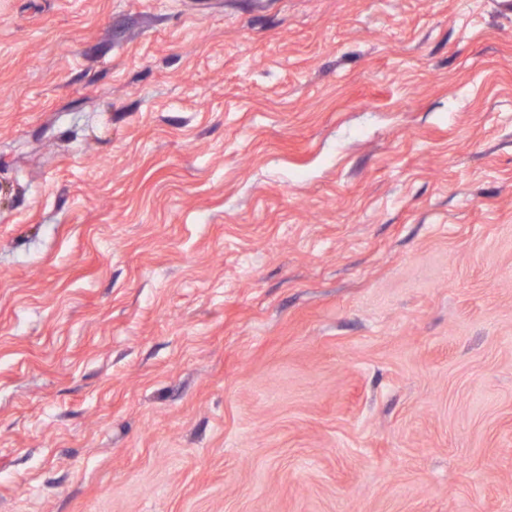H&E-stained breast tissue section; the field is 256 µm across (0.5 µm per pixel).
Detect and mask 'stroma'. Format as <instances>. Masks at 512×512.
<instances>
[{"instance_id": "stroma-1", "label": "stroma", "mask_w": 512, "mask_h": 512, "mask_svg": "<svg viewBox=\"0 0 512 512\" xmlns=\"http://www.w3.org/2000/svg\"><path fill=\"white\" fill-rule=\"evenodd\" d=\"M0 512H512V0H0Z\"/></svg>"}]
</instances>
